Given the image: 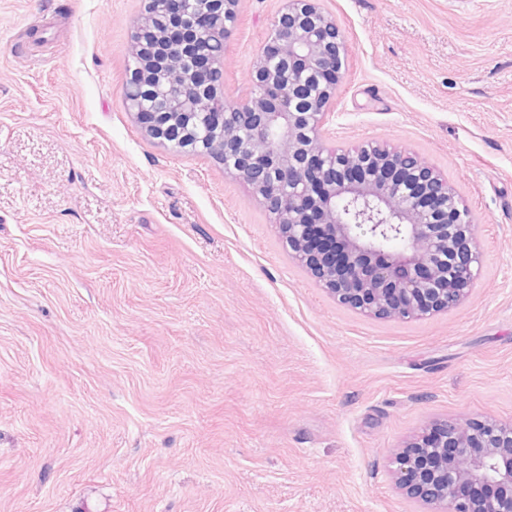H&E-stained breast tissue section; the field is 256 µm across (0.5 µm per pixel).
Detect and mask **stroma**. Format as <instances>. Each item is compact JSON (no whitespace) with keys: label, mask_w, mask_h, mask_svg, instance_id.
<instances>
[{"label":"stroma","mask_w":512,"mask_h":512,"mask_svg":"<svg viewBox=\"0 0 512 512\" xmlns=\"http://www.w3.org/2000/svg\"><path fill=\"white\" fill-rule=\"evenodd\" d=\"M324 137L414 152L469 207L457 308L363 316L207 156L124 101L142 0H0V512H420L389 458L512 419V0H323ZM280 0H240L224 101Z\"/></svg>","instance_id":"1"}]
</instances>
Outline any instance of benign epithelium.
I'll list each match as a JSON object with an SVG mask.
<instances>
[{"instance_id": "1", "label": "benign epithelium", "mask_w": 512, "mask_h": 512, "mask_svg": "<svg viewBox=\"0 0 512 512\" xmlns=\"http://www.w3.org/2000/svg\"><path fill=\"white\" fill-rule=\"evenodd\" d=\"M249 92L221 111L224 53L238 0H144L125 102L172 152L218 159L273 218L291 259L333 299L379 319L458 307L482 265L469 209L416 155L368 144L341 151L323 129L348 49L321 0H282ZM191 65V76L184 65ZM163 82L158 110L144 96ZM391 478L424 512H512V419L442 420L391 457Z\"/></svg>"}]
</instances>
